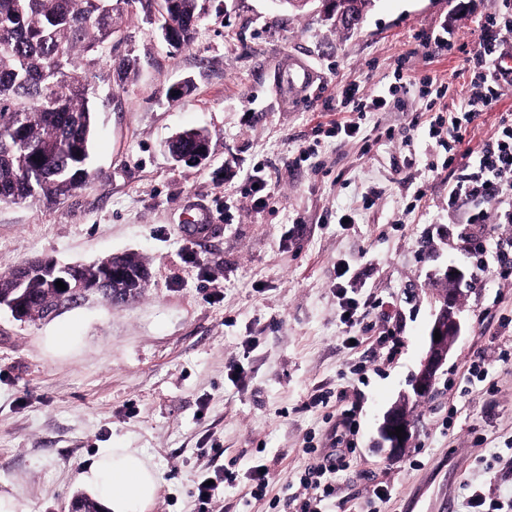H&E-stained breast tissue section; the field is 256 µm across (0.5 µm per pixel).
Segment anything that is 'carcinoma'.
<instances>
[{
  "instance_id": "obj_1",
  "label": "carcinoma",
  "mask_w": 512,
  "mask_h": 512,
  "mask_svg": "<svg viewBox=\"0 0 512 512\" xmlns=\"http://www.w3.org/2000/svg\"><path fill=\"white\" fill-rule=\"evenodd\" d=\"M203 0H0V204L56 202L89 177L96 110L90 75L121 32L123 16L138 5L143 20L167 33L171 47L191 44ZM137 60L123 57L117 80L135 73ZM209 136L181 133L180 151H197ZM112 258L81 266L83 278L99 282L96 295L112 304ZM20 268L0 274V292L12 294L26 319L48 316L46 303L60 309L78 303L67 290L44 282L19 285Z\"/></svg>"
}]
</instances>
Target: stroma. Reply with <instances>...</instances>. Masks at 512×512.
Wrapping results in <instances>:
<instances>
[{"label": "stroma", "instance_id": "35a3bbf8", "mask_svg": "<svg viewBox=\"0 0 512 512\" xmlns=\"http://www.w3.org/2000/svg\"><path fill=\"white\" fill-rule=\"evenodd\" d=\"M491 0H373L355 32L314 9L271 0H209L191 46L175 49L140 16L125 19L93 80L98 123L88 182L51 205L0 206V274L35 258L89 263L132 253L151 272L133 303L98 298L41 320L0 312V488L32 512H69L78 474L106 448H131L160 477L148 512H198L195 484L228 468L214 512H297L316 455L346 454L326 512H466L473 490L512 497V246L490 253L499 283L478 279L463 241L471 200L449 204L455 174L425 127L423 78L464 89L465 53ZM452 27L459 51L436 42ZM137 59L125 82L115 60ZM314 72L284 97L278 74ZM192 91L170 98L182 80ZM384 90L360 135L330 137L350 118L349 90ZM204 129L210 157L171 160L178 132ZM375 138V145L364 142ZM320 142L317 155L301 152ZM264 181L255 198V181ZM351 223H343L344 215ZM205 233L189 239L186 224ZM465 274L462 331L433 395L414 402L411 446H374L384 412L410 392L448 283ZM359 302L340 320L337 272ZM65 332L68 348L52 336ZM359 339L355 349L347 334ZM489 365L468 381L475 356ZM241 369L233 380V369ZM333 399L312 405L316 389ZM357 405L347 450L341 412ZM268 470L265 496L249 473ZM373 501V500H372Z\"/></svg>", "mask_w": 512, "mask_h": 512}]
</instances>
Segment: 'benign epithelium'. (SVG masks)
<instances>
[{"mask_svg":"<svg viewBox=\"0 0 512 512\" xmlns=\"http://www.w3.org/2000/svg\"><path fill=\"white\" fill-rule=\"evenodd\" d=\"M321 16L338 24L345 25L355 30L359 27L357 16L354 13V5L348 0H321L319 7ZM57 262L48 259L32 260L24 264V278L40 277L44 280L54 278V271ZM64 269L70 272L69 280L66 281L70 291L84 295L91 290L92 285L86 283L78 273V265L66 264ZM150 273L147 270H138L132 273L123 268L120 264H112V284L126 282L128 284L144 282L149 280ZM462 329L458 316L457 298L452 291L448 292L443 299L439 312L430 330L429 349L422 362L419 372L414 376L411 386L414 396L431 393L436 385L440 369L447 361L448 354L456 338ZM441 334L440 340H435L433 333ZM410 397L402 396L384 414L383 421L378 427V446L392 458L400 457L407 448L412 438L411 422L404 403ZM404 427L403 439L394 435L395 428Z\"/></svg>","mask_w":512,"mask_h":512,"instance_id":"7a95c632","label":"benign epithelium"}]
</instances>
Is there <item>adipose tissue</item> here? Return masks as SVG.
<instances>
[{"label":"adipose tissue","mask_w":512,"mask_h":512,"mask_svg":"<svg viewBox=\"0 0 512 512\" xmlns=\"http://www.w3.org/2000/svg\"><path fill=\"white\" fill-rule=\"evenodd\" d=\"M78 481L101 512H146L160 485L154 466L130 448L105 449Z\"/></svg>","instance_id":"1"}]
</instances>
